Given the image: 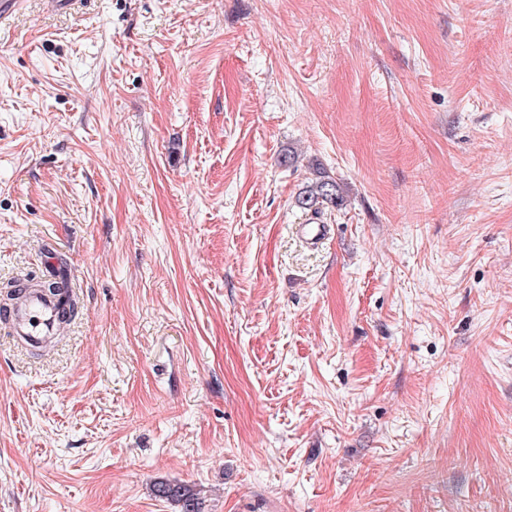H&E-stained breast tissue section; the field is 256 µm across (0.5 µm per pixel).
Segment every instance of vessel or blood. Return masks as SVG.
Returning <instances> with one entry per match:
<instances>
[{
    "mask_svg": "<svg viewBox=\"0 0 512 512\" xmlns=\"http://www.w3.org/2000/svg\"><path fill=\"white\" fill-rule=\"evenodd\" d=\"M59 300L49 294L26 291L19 305L0 314L10 332L25 344L37 348L57 332Z\"/></svg>",
    "mask_w": 512,
    "mask_h": 512,
    "instance_id": "vessel-or-blood-1",
    "label": "vessel or blood"
}]
</instances>
